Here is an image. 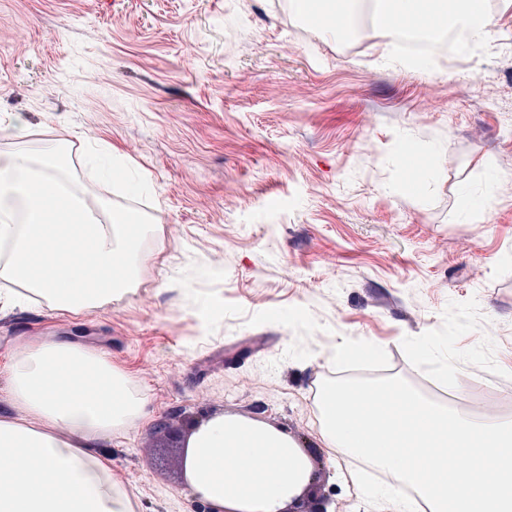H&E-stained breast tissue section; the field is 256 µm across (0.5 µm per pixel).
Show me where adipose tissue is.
Wrapping results in <instances>:
<instances>
[{
    "label": "adipose tissue",
    "mask_w": 512,
    "mask_h": 512,
    "mask_svg": "<svg viewBox=\"0 0 512 512\" xmlns=\"http://www.w3.org/2000/svg\"><path fill=\"white\" fill-rule=\"evenodd\" d=\"M336 38L354 28L352 0H291ZM371 21L393 63L406 34L462 35L482 42L497 24L484 0H370ZM59 141L36 154L0 157V304L44 305L58 315L101 309L139 286L137 258L149 226L141 211L101 203V217L82 216L79 193L58 177ZM71 253L60 264L44 254ZM17 418L0 416V512H132L112 479L102 440L143 426L145 396L104 351L49 337L15 349L8 367ZM191 489L221 512H285L311 479V465L284 431L218 414L188 439Z\"/></svg>",
    "instance_id": "1"
}]
</instances>
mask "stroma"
Here are the masks:
<instances>
[{"mask_svg":"<svg viewBox=\"0 0 512 512\" xmlns=\"http://www.w3.org/2000/svg\"><path fill=\"white\" fill-rule=\"evenodd\" d=\"M486 5L494 37L447 69L387 65L364 18L339 41L290 0H0V154L28 149L21 123L63 140L70 186L155 226L129 298L0 312V414L18 341L105 350L149 401L148 423L104 443L136 512H194L154 426L218 413L313 449L329 512H398L343 480L316 390L436 381L418 340L452 363L458 409L512 420V0ZM407 142L425 166L412 197ZM364 341L378 356L336 362Z\"/></svg>","mask_w":512,"mask_h":512,"instance_id":"35a3bbf8","label":"stroma"}]
</instances>
